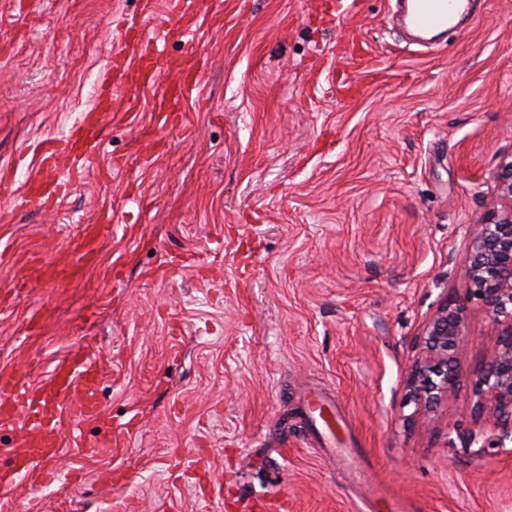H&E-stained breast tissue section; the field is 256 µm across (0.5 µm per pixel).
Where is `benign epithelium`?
I'll return each instance as SVG.
<instances>
[{"label":"benign epithelium","mask_w":512,"mask_h":512,"mask_svg":"<svg viewBox=\"0 0 512 512\" xmlns=\"http://www.w3.org/2000/svg\"><path fill=\"white\" fill-rule=\"evenodd\" d=\"M496 180L498 206L474 225L470 240L466 295L442 300L425 323L424 356L411 366L406 393L419 414L455 391L463 376L456 353L469 328L470 304H479L495 337L472 383L475 416L490 413L498 430L485 441L487 449L512 439V161L501 165Z\"/></svg>","instance_id":"obj_1"}]
</instances>
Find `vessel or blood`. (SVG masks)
I'll return each mask as SVG.
<instances>
[{
	"instance_id": "1",
	"label": "vessel or blood",
	"mask_w": 512,
	"mask_h": 512,
	"mask_svg": "<svg viewBox=\"0 0 512 512\" xmlns=\"http://www.w3.org/2000/svg\"><path fill=\"white\" fill-rule=\"evenodd\" d=\"M404 27L422 33H443L460 25L470 16L472 0H396ZM125 45L136 46L139 60L151 75H158L168 67L166 58L151 48L145 34L125 38ZM200 83L195 66H187L177 81L168 82L177 99L192 97ZM135 85L126 81H100L93 108L83 112L71 125L62 140L47 142L40 154L44 178L33 181L27 188L24 201L33 209H45L64 189L51 175L61 165H68L69 178L79 181L82 166L77 153L89 143L98 141L106 129L101 110L112 104L114 93H122L127 104L136 100ZM112 234V216L103 214L98 223L82 228L80 234L66 244V259L62 265L37 263L23 274L22 283L47 279L59 283L71 280L97 261L98 245ZM100 372L90 355L82 349L71 352L69 358L55 370L52 378L35 387L11 377H0V431L8 430L17 437V454L12 459L16 470H29L32 462L52 458L57 453L56 426L50 413L52 405L65 403L73 413L84 419H100L105 408L96 391Z\"/></svg>"
}]
</instances>
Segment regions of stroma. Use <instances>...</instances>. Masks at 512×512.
Here are the masks:
<instances>
[{
  "label": "stroma",
  "mask_w": 512,
  "mask_h": 512,
  "mask_svg": "<svg viewBox=\"0 0 512 512\" xmlns=\"http://www.w3.org/2000/svg\"><path fill=\"white\" fill-rule=\"evenodd\" d=\"M215 0L165 34L168 0H0V172L40 178V150L90 107L141 25L177 70L203 64L178 123L159 86L113 100L85 176L46 211L0 223V376L49 379L93 346L107 414L59 406V451L12 479L0 512H360L307 402L332 400L347 450L419 512H512V442L471 381L494 339L480 307L464 378L424 425L405 383L419 336L464 296L470 226L512 157V0L455 31L399 40L389 0ZM376 73L335 81L358 50ZM111 211L96 264L65 285L18 279ZM37 333L26 330L38 308ZM111 438L102 453L97 445Z\"/></svg>",
  "instance_id": "stroma-1"
}]
</instances>
